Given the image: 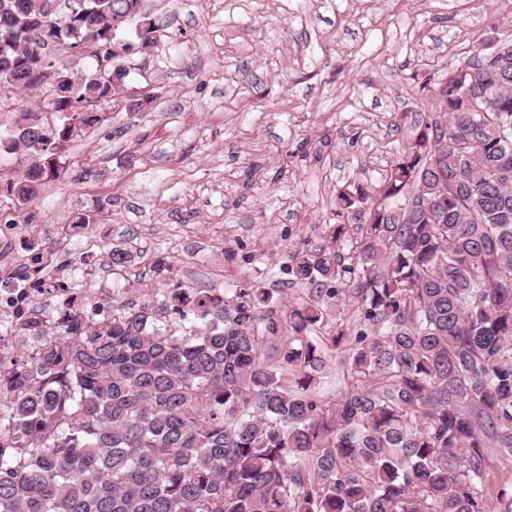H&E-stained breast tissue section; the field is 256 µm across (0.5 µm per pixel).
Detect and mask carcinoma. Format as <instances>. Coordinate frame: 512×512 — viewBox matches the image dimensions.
<instances>
[{
    "instance_id": "1",
    "label": "carcinoma",
    "mask_w": 512,
    "mask_h": 512,
    "mask_svg": "<svg viewBox=\"0 0 512 512\" xmlns=\"http://www.w3.org/2000/svg\"><path fill=\"white\" fill-rule=\"evenodd\" d=\"M141 23L145 48L141 0H0L9 88L46 85L52 43L94 61L0 131V153L26 161L0 196L23 205L64 174L65 144L128 76L119 36ZM467 65L382 182L337 196L355 224L291 255L297 283L360 311L359 328L329 331L349 347L336 406L311 389L324 322L304 298L282 320L252 287L220 300L176 285L102 318L65 296L53 322L34 307L3 326L39 345L0 359V512H512V482L484 491L488 453L512 461V40ZM43 271L38 252L19 278L70 287ZM171 317L181 333L157 326Z\"/></svg>"
}]
</instances>
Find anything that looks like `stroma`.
<instances>
[{
	"instance_id": "35a3bbf8",
	"label": "stroma",
	"mask_w": 512,
	"mask_h": 512,
	"mask_svg": "<svg viewBox=\"0 0 512 512\" xmlns=\"http://www.w3.org/2000/svg\"><path fill=\"white\" fill-rule=\"evenodd\" d=\"M153 44L120 62L137 114L65 147L66 172L25 204L12 233L52 243V277L123 301L183 285L220 296L226 272L271 295L302 291L288 257L335 224L337 194L381 182L416 137L448 67L512 39V0H143ZM95 208L92 230L76 227ZM128 259L111 268L108 254Z\"/></svg>"
}]
</instances>
